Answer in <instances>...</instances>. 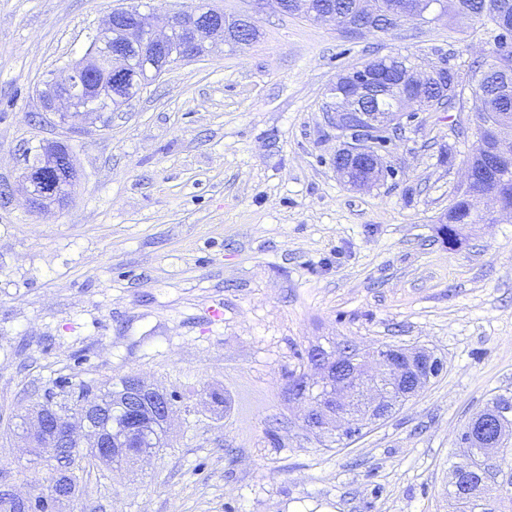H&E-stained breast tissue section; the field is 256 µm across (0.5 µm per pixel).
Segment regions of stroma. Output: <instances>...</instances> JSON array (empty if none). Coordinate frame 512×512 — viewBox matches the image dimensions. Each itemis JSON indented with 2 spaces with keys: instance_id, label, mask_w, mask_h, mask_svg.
I'll return each mask as SVG.
<instances>
[{
  "instance_id": "obj_1",
  "label": "stroma",
  "mask_w": 512,
  "mask_h": 512,
  "mask_svg": "<svg viewBox=\"0 0 512 512\" xmlns=\"http://www.w3.org/2000/svg\"><path fill=\"white\" fill-rule=\"evenodd\" d=\"M130 2L0 0V474L21 496L42 482L12 423L54 379L135 376L178 396L170 448L81 475L64 512H448L464 425L512 392V214L485 199L480 223L441 232L471 98L398 130L394 176L368 189L338 177L324 112L338 74L376 57H444L468 80L493 32L450 12L349 38L266 0H210L258 39L171 64L101 119L43 114L47 81ZM55 143L76 179L39 212L19 156ZM344 341L422 347L444 369L342 447L301 430L282 386L310 346Z\"/></svg>"
}]
</instances>
